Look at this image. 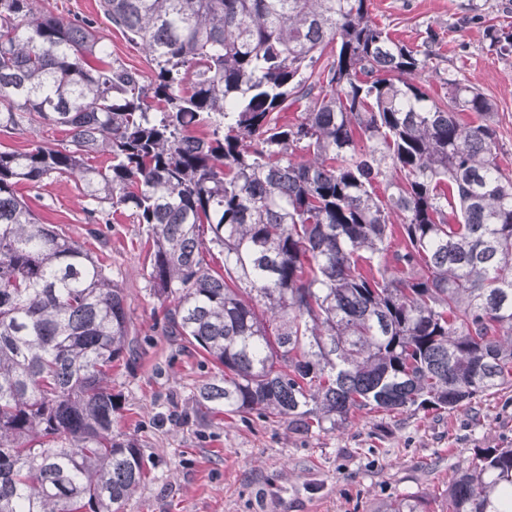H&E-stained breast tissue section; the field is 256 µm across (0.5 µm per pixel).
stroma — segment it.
Here are the masks:
<instances>
[{
  "label": "stroma",
  "instance_id": "obj_1",
  "mask_svg": "<svg viewBox=\"0 0 512 512\" xmlns=\"http://www.w3.org/2000/svg\"><path fill=\"white\" fill-rule=\"evenodd\" d=\"M95 21L109 61L144 77L142 47L103 16L98 0H34L35 13ZM391 37L417 47L434 41L424 90L443 99L449 82L473 87L490 104L501 165L512 170V53L493 35L512 32V0H370ZM67 135L53 125L0 129V148L17 152ZM39 218L61 228L124 289L134 339L129 364L112 369L119 400L115 432L134 436L147 476L123 512H381L391 500L420 496L445 512L448 487L475 449L512 444V389L451 412L359 415L333 432L299 433L257 414H198V387L216 373L202 353L166 335L147 275L149 245L130 214L97 223L80 182L21 183Z\"/></svg>",
  "mask_w": 512,
  "mask_h": 512
}]
</instances>
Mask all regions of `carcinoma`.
<instances>
[{
	"instance_id": "1",
	"label": "carcinoma",
	"mask_w": 512,
	"mask_h": 512,
	"mask_svg": "<svg viewBox=\"0 0 512 512\" xmlns=\"http://www.w3.org/2000/svg\"><path fill=\"white\" fill-rule=\"evenodd\" d=\"M366 2L100 0L146 84L104 60L93 20L0 0V127L68 132L0 150V512H122L146 478L112 432L124 289L21 181L72 177L145 225L165 331L217 368L204 412L333 432L512 387V175L490 105L456 82L430 100L433 42H396ZM448 512H512L511 446L476 449Z\"/></svg>"
}]
</instances>
